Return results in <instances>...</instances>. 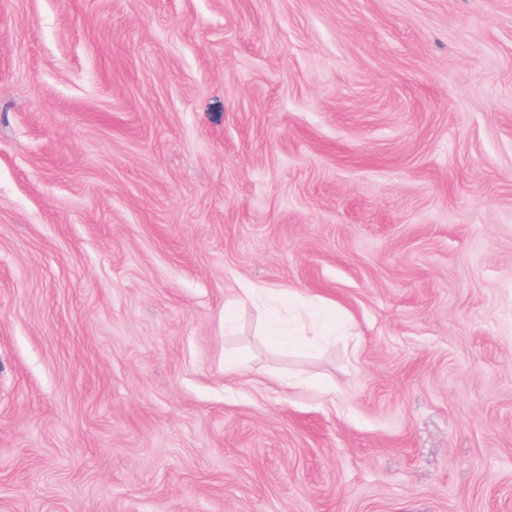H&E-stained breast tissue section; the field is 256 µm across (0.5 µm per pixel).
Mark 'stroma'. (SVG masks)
<instances>
[{"mask_svg":"<svg viewBox=\"0 0 512 512\" xmlns=\"http://www.w3.org/2000/svg\"><path fill=\"white\" fill-rule=\"evenodd\" d=\"M0 512H512V0H0Z\"/></svg>","mask_w":512,"mask_h":512,"instance_id":"stroma-1","label":"stroma"}]
</instances>
